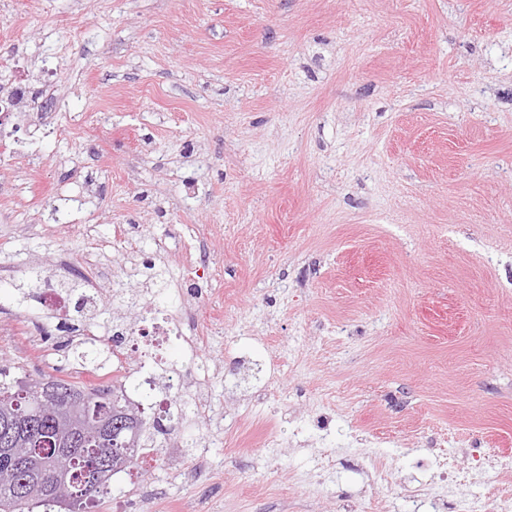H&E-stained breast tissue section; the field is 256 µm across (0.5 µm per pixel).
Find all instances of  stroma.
Wrapping results in <instances>:
<instances>
[{"label":"stroma","instance_id":"obj_1","mask_svg":"<svg viewBox=\"0 0 512 512\" xmlns=\"http://www.w3.org/2000/svg\"><path fill=\"white\" fill-rule=\"evenodd\" d=\"M49 73L56 117L0 119V267L30 293L96 242L103 361L191 313L216 409L178 395V458L94 512L512 493V0H0V86ZM9 301L0 366L69 378Z\"/></svg>","mask_w":512,"mask_h":512}]
</instances>
